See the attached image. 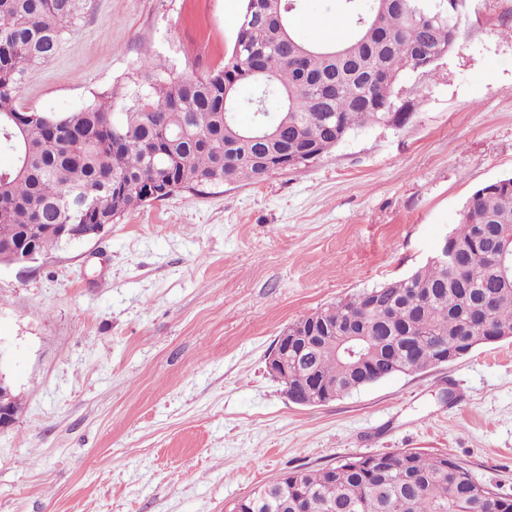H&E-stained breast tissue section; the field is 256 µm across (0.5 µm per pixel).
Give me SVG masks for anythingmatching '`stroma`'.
<instances>
[{
  "mask_svg": "<svg viewBox=\"0 0 512 512\" xmlns=\"http://www.w3.org/2000/svg\"><path fill=\"white\" fill-rule=\"evenodd\" d=\"M242 0H90L19 101L71 112L143 59L198 75L235 43ZM337 0L295 33L335 39ZM402 124H375L258 183L185 190L101 238L0 266V512H228L296 467L450 454L512 497V339L319 406L266 362L289 325L405 277L482 184L512 176V0H465L458 46L411 73ZM12 393L11 386L7 384L2 378V375H0V431L11 428L16 422V411H19L20 400L13 395L14 399L12 404L15 411L8 402Z\"/></svg>",
  "mask_w": 512,
  "mask_h": 512,
  "instance_id": "1",
  "label": "stroma"
}]
</instances>
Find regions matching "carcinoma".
Segmentation results:
<instances>
[{
	"mask_svg": "<svg viewBox=\"0 0 512 512\" xmlns=\"http://www.w3.org/2000/svg\"><path fill=\"white\" fill-rule=\"evenodd\" d=\"M89 0H0V243L41 254L69 244L58 224H97L144 202L167 175L194 189L219 173L227 183L260 182L286 152L319 158L357 127L407 120L395 91L419 60L458 38L418 9L460 15L464 0H341L342 35L331 43L294 32L299 0H257L260 14L238 21L250 53L231 52L206 75L141 63L124 92H108L74 112L44 114L17 104L26 71L52 59ZM284 20L269 73L255 74ZM251 93L243 98L240 90ZM265 114L272 140L245 141L236 120ZM512 235V176L486 183L465 202L448 234L455 266L428 261L410 275L366 288L290 326L312 346L288 356L300 393L320 396L308 373L346 395L396 374L434 367L444 345L466 355L490 337L512 338V272L492 255ZM233 512H512V499L477 482L446 454L346 456L332 467L294 468Z\"/></svg>",
	"mask_w": 512,
	"mask_h": 512,
	"instance_id": "1",
	"label": "carcinoma"
}]
</instances>
